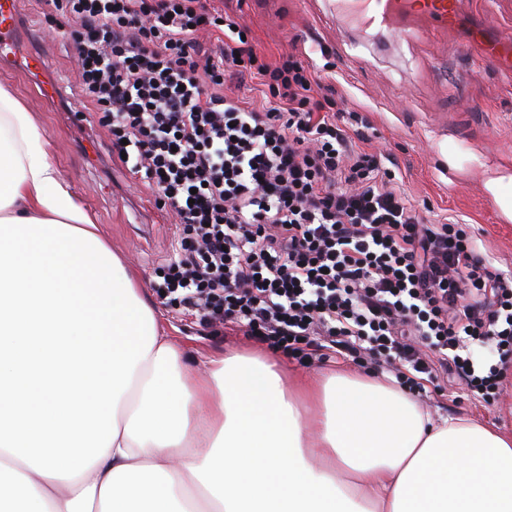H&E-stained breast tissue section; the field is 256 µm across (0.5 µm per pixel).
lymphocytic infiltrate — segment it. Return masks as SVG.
Segmentation results:
<instances>
[{"label":"lymphocytic infiltrate","instance_id":"f902f5d3","mask_svg":"<svg viewBox=\"0 0 512 512\" xmlns=\"http://www.w3.org/2000/svg\"><path fill=\"white\" fill-rule=\"evenodd\" d=\"M45 4L47 21H77L66 46L111 156L181 216L158 286L167 304L309 363L349 355L414 392L455 381L487 401L512 385V274L463 225L431 223L396 190L359 148L362 131L314 98L301 59L259 62L244 27L208 0ZM204 26L220 55L198 43ZM249 73L269 88L265 107L233 92Z\"/></svg>","mask_w":512,"mask_h":512}]
</instances>
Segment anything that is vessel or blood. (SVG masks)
<instances>
[{
	"mask_svg": "<svg viewBox=\"0 0 512 512\" xmlns=\"http://www.w3.org/2000/svg\"><path fill=\"white\" fill-rule=\"evenodd\" d=\"M344 8L358 13L362 31L381 40L386 30L397 29L401 19L423 20L427 31L445 32L463 22L460 0H341ZM472 38L483 47V59L498 69H512V30L497 26L473 29ZM25 29L21 0H0V51L22 47Z\"/></svg>",
	"mask_w": 512,
	"mask_h": 512,
	"instance_id": "vessel-or-blood-1",
	"label": "vessel or blood"
}]
</instances>
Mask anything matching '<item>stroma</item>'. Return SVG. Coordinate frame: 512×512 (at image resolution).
Masks as SVG:
<instances>
[{"mask_svg":"<svg viewBox=\"0 0 512 512\" xmlns=\"http://www.w3.org/2000/svg\"><path fill=\"white\" fill-rule=\"evenodd\" d=\"M211 3L228 9L247 29L265 62L291 56L308 62L318 75L314 97L328 96L337 117L363 118L361 147L394 173L395 187L415 207L430 209L432 222L468 225L479 253L494 269L512 273V221L484 186L485 170L512 171V72L486 65L476 47L459 50L470 30L432 35L416 27L408 37L376 43L337 14L334 0ZM22 14L31 47L46 50L50 68L68 83L60 104L45 106L24 62L0 70V82L34 112L56 163L102 237L139 274L166 335L201 370L216 352L256 348L237 328L216 333L164 304L155 270L175 254L181 218L174 209H158L147 183L105 156L108 130L79 93L81 62L68 53L61 31L45 23L40 0H22ZM70 106L81 110L83 123L67 119ZM418 401L432 412L512 431V388L492 403L466 396L458 385Z\"/></svg>","mask_w":512,"mask_h":512,"instance_id":"stroma-1","label":"stroma"}]
</instances>
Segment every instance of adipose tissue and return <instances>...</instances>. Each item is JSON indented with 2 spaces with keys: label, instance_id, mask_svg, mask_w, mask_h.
Wrapping results in <instances>:
<instances>
[{
  "label": "adipose tissue",
  "instance_id": "ef3b65f1",
  "mask_svg": "<svg viewBox=\"0 0 512 512\" xmlns=\"http://www.w3.org/2000/svg\"><path fill=\"white\" fill-rule=\"evenodd\" d=\"M172 346L0 83V512H512V435Z\"/></svg>",
  "mask_w": 512,
  "mask_h": 512
}]
</instances>
